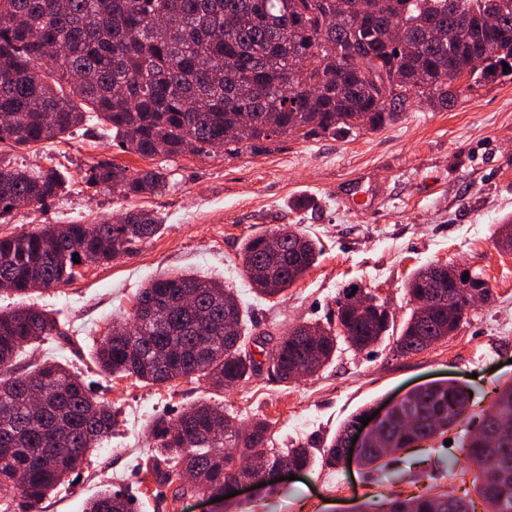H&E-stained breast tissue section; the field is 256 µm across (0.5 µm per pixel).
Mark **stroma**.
<instances>
[{
	"label": "stroma",
	"mask_w": 512,
	"mask_h": 512,
	"mask_svg": "<svg viewBox=\"0 0 512 512\" xmlns=\"http://www.w3.org/2000/svg\"><path fill=\"white\" fill-rule=\"evenodd\" d=\"M0 158L72 177L46 208L19 211L0 224V236L45 224L116 220L141 208L163 221L160 233L135 253L79 267L74 281L30 297L58 318L64 335L27 346L20 366L47 358L67 364L117 419L79 478L46 498L43 512H83L86 500L109 487L123 489L135 512H377L396 496L463 494L464 485L448 472V458L512 380V251L496 244L501 219L512 216V76L488 79L445 108L412 106L395 124L353 139L295 133L234 156L214 150L144 158L122 151L94 119L72 136L24 149L0 143ZM101 159L133 173L165 169L167 188L127 197L88 187L83 175ZM366 199L372 202L368 212L359 206ZM282 224L300 225L322 253L284 297L264 298L243 274L239 255L247 238ZM437 261L480 273L492 290L454 336L407 357L389 338L362 352L342 343L316 375L284 383L265 370L219 401L243 421L266 418L277 449L298 443L324 448L353 414L435 382H458L470 391L462 423L392 453L378 471L356 461L336 470L317 465L295 480L243 486L215 503L158 492L147 473L153 420L176 416L212 393L194 379L167 388L98 372L96 347L113 322L132 311L148 280L185 271L224 281L248 307L252 336L275 339L300 323H336V299L352 285L374 292L402 324L412 311L407 279Z\"/></svg>",
	"instance_id": "1"
}]
</instances>
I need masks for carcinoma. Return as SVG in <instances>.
I'll list each match as a JSON object with an SVG mask.
<instances>
[{"label":"carcinoma","mask_w":512,"mask_h":512,"mask_svg":"<svg viewBox=\"0 0 512 512\" xmlns=\"http://www.w3.org/2000/svg\"><path fill=\"white\" fill-rule=\"evenodd\" d=\"M0 0V143L26 147L70 134L94 116L110 125L112 141L141 157H171L211 150L224 142L234 155L247 145L260 149L281 135L347 138L393 123L408 97L448 106L460 92L490 77L512 75V0ZM497 18V31L486 27ZM486 55L485 66L467 65ZM237 127L238 141L224 140ZM87 185L119 188L125 196L155 195L167 186L161 168L134 175L110 161L90 166ZM69 179L58 170L17 167L0 159V223L20 207H43ZM162 221L155 212L130 211L112 223L45 224L0 237V280L15 295L60 287L82 265L108 264L154 237ZM317 246L293 224L249 238L241 252L242 271L258 292L285 293L312 268ZM474 273L452 288L448 279L419 268L406 283L409 299L426 293L460 297ZM353 288L337 300L336 328L312 338H278L270 357L276 377L287 382L296 365L315 374L343 342L364 350L386 336L391 318L370 299L362 311L346 309ZM156 305L161 320L142 335L128 336L115 323L96 349L106 376L134 377L147 384L183 378L205 381L215 390L246 382L257 372L246 353L250 331L246 307L234 289L188 273L149 280L136 296L128 319ZM454 326L448 308L421 316L413 310L393 344L402 356L421 352L427 342L446 338ZM48 311L22 306L0 311V512H39L40 505L68 476L79 474L86 455L112 434V408L95 398L84 379L58 362L14 370L22 349L39 339L63 336ZM470 405L462 390L437 388L407 398L381 427L383 441L396 450L443 433L448 416ZM352 416L322 449L321 466H341L344 435ZM501 430L499 445L464 439L448 472L461 482L472 477L483 512H512V403L483 416ZM152 474L173 499L215 489L228 479L248 478L235 457L266 456L309 468L312 455L298 444L270 447V424L258 417L243 425L238 416L204 400L176 417L153 421ZM236 449V454L226 449ZM384 447L374 442L361 459L377 466ZM186 468L199 483H182ZM85 512H131L121 490L88 501ZM385 512H476L464 496L417 495L387 500Z\"/></svg>","instance_id":"carcinoma-1"}]
</instances>
